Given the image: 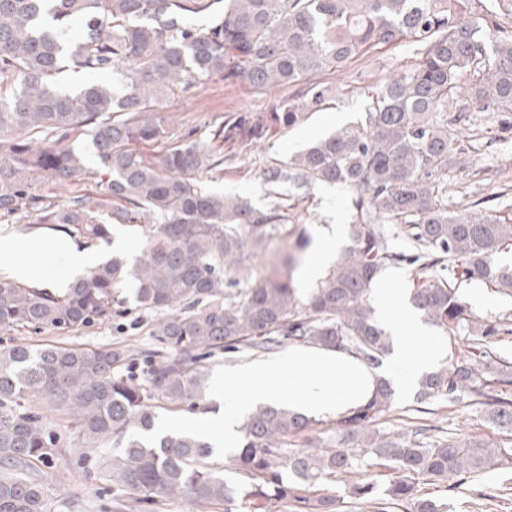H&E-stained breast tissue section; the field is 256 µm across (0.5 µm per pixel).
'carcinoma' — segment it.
<instances>
[{"label": "carcinoma", "mask_w": 512, "mask_h": 512, "mask_svg": "<svg viewBox=\"0 0 512 512\" xmlns=\"http://www.w3.org/2000/svg\"><path fill=\"white\" fill-rule=\"evenodd\" d=\"M213 13L209 25L190 23ZM406 40L414 59L376 85L362 118L262 169L266 184L288 188L286 201L259 208L201 189L198 175L224 163V146L245 149L272 128L294 127L335 97L324 74ZM67 67L112 82L63 90ZM213 79L294 92L267 112L228 113L205 140L171 133L165 105ZM459 90L481 112H512V0H0V218L30 213L90 241L107 239L113 224L149 226L132 265L111 258L64 292L1 279L0 330L65 334L102 322L127 281L143 309L165 312L144 384L130 375V349L0 350V512H50L38 464L63 444L36 415L42 408L67 416L86 447L112 446L105 469L116 487L224 512H237L241 499L336 512L327 486L338 477L370 502L371 468L391 475L395 504L448 512L418 495V484L451 489L512 456L481 438L380 427L396 398L381 376L365 402L328 421L255 406L229 457L242 485L215 470L200 439L132 437L154 430L153 401L203 403L201 361L216 348L299 344L381 368L392 338L371 291L395 265L413 267L411 302L448 339L446 364L419 381V408L470 399L512 432V362L485 351L512 336V314L480 319L459 293L476 278L512 298V263L501 261L512 252V216L448 199V162L469 150L460 117L448 115ZM159 141L167 148L157 157L138 149ZM89 180L100 193L75 190ZM319 185L349 190L351 245L303 298L297 274L310 237L257 268ZM461 340L465 352L456 351Z\"/></svg>", "instance_id": "cac0c4a2"}]
</instances>
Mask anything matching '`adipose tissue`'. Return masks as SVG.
Segmentation results:
<instances>
[{
  "label": "adipose tissue",
  "mask_w": 512,
  "mask_h": 512,
  "mask_svg": "<svg viewBox=\"0 0 512 512\" xmlns=\"http://www.w3.org/2000/svg\"><path fill=\"white\" fill-rule=\"evenodd\" d=\"M344 239L345 228L340 224L317 236L311 258L301 273L302 284L311 285L322 278ZM399 280V273L385 272L373 288L371 300L377 319L392 334L391 360L402 369L400 388L409 395L424 374L446 360L448 350L430 343L432 329L412 307L406 289L398 285Z\"/></svg>",
  "instance_id": "1"
}]
</instances>
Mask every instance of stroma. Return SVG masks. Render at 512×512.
<instances>
[{
    "label": "stroma",
    "instance_id": "1",
    "mask_svg": "<svg viewBox=\"0 0 512 512\" xmlns=\"http://www.w3.org/2000/svg\"><path fill=\"white\" fill-rule=\"evenodd\" d=\"M412 53L413 46L408 42L372 49L365 64H352L344 74L332 76V83L341 85L342 90L325 109L309 115L292 129L271 130L267 137L225 161L220 170L201 174L200 186L207 191L246 196L259 207L275 205L279 195L260 176L266 161L288 159L336 127L357 121L372 86L395 74ZM284 94V89L275 88L259 95L246 84L228 88L222 81L214 80L200 86L191 96L170 103L166 111L177 119L176 133L192 131L203 140L214 121L223 119L227 111L264 112ZM448 108L451 113L460 114L459 129L463 136L479 137L477 151L449 164V194L465 192L469 201L478 202L483 212H512V112L477 111L464 95L450 100ZM347 195V189L340 186L313 190L301 223L308 235L318 234L320 227L329 224L347 223ZM33 236L41 240V247L35 252L25 247ZM66 240L65 233L36 224L25 214L0 219V249H13L20 262L31 266L28 283L33 287L51 289L69 278ZM118 298L119 304L108 323L65 335L51 331L0 333V349L17 344L32 348L47 344L128 346L138 353L137 370H144L146 356L153 346L151 332L162 315L140 308L133 286L121 288ZM395 407L387 418V425L393 430L426 424L448 428L452 433L480 436L490 443H501L504 437L501 429L485 420L480 407L464 400L437 405L431 412L422 413L417 411L413 397L400 396ZM43 419L52 424L64 442L61 454L41 466L51 512H224L220 506H194L180 500L145 502L117 489L103 468L102 450L81 447L75 431L55 416L47 413ZM490 489L497 492V499L486 498ZM419 492L446 502L448 512H512V464L478 473L451 490L442 484H425Z\"/></svg>",
    "mask_w": 512,
    "mask_h": 512
}]
</instances>
